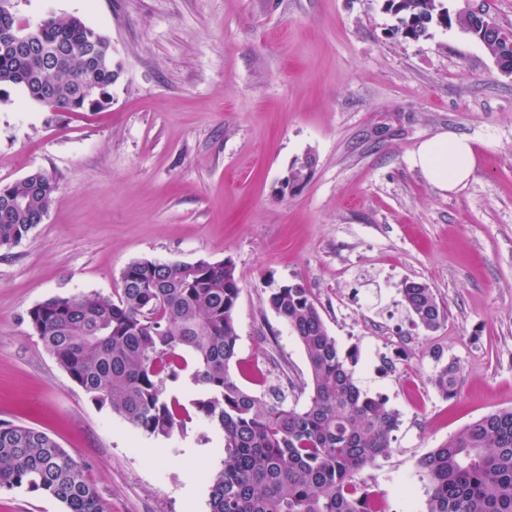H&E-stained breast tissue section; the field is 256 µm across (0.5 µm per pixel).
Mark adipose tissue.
Segmentation results:
<instances>
[{
	"mask_svg": "<svg viewBox=\"0 0 512 512\" xmlns=\"http://www.w3.org/2000/svg\"><path fill=\"white\" fill-rule=\"evenodd\" d=\"M411 162L424 176L444 191L466 185L475 168V156L468 139L443 133L418 145Z\"/></svg>",
	"mask_w": 512,
	"mask_h": 512,
	"instance_id": "1",
	"label": "adipose tissue"
}]
</instances>
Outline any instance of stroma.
Wrapping results in <instances>:
<instances>
[{
    "label": "stroma",
    "mask_w": 512,
    "mask_h": 512,
    "mask_svg": "<svg viewBox=\"0 0 512 512\" xmlns=\"http://www.w3.org/2000/svg\"><path fill=\"white\" fill-rule=\"evenodd\" d=\"M385 0H15L34 23L74 15L112 41L120 75L96 112H51L8 89L0 185H58L41 224L0 251V422L77 453L109 512H209L220 439L201 416L171 438L98 408L28 321L49 297L113 295L141 259L232 261L239 384L288 378L309 396L304 350L268 308L270 286L310 288L355 377L397 410L389 455L364 479L389 512H424L419 462L483 415L512 408V78L460 27L396 41ZM386 127L376 137L377 127ZM467 137L469 182L444 192L409 155ZM302 192L279 185L304 153ZM445 310L410 317L404 282ZM457 361L460 391L430 383ZM402 295L410 314L426 329H438L445 319V312L432 290L421 282L403 283Z\"/></svg>",
    "instance_id": "stroma-1"
}]
</instances>
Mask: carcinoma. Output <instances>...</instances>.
<instances>
[{
	"label": "carcinoma",
	"mask_w": 512,
	"mask_h": 512,
	"mask_svg": "<svg viewBox=\"0 0 512 512\" xmlns=\"http://www.w3.org/2000/svg\"><path fill=\"white\" fill-rule=\"evenodd\" d=\"M386 3L397 19L391 35L399 40L418 41L442 21L476 25L446 0ZM22 26L11 0H0V29ZM477 33L486 50L512 65V45L480 27ZM35 39L48 62L21 63L0 42V95L19 87L44 107L66 112L111 102L120 67L106 34L77 16L50 12L37 23ZM57 191L42 172L0 186V250L41 223ZM18 198L25 206H14ZM239 293L229 260L142 259L123 270L117 297L53 296L33 307L29 320L95 405L155 438H170L191 419L165 387L191 370V407L220 432L224 454L222 467L207 477L210 512H384L362 474L390 452L397 413L357 385L355 356L338 349L301 281L269 289L266 303L304 349L308 399L289 405L280 387L267 400L242 388L233 372ZM402 295L424 328L441 326L444 309L426 284L406 281ZM430 382L443 397L457 396L458 362L438 364ZM420 468L426 512H512V408L467 424L424 456ZM14 488L50 496L65 512H108L76 453L39 429L1 423L0 489Z\"/></svg>",
	"instance_id": "cac0c4a2"
}]
</instances>
